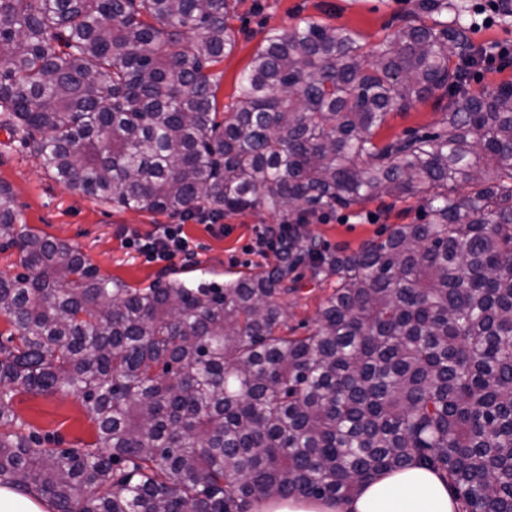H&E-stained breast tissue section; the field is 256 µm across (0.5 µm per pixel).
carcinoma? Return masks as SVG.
Wrapping results in <instances>:
<instances>
[{
  "label": "carcinoma",
  "instance_id": "obj_1",
  "mask_svg": "<svg viewBox=\"0 0 512 512\" xmlns=\"http://www.w3.org/2000/svg\"><path fill=\"white\" fill-rule=\"evenodd\" d=\"M231 0H0V128L58 182L190 218L288 209V256L224 282L130 288L22 225L0 184V484L56 512L340 506L419 463L457 512H512V81L472 94L481 59L459 0L417 13L371 57L314 19L266 31L218 120ZM437 128L376 140L436 92ZM466 192L461 193L458 187ZM388 196L421 202L358 249L308 224ZM331 281L288 335L297 270ZM81 398L93 442L56 448L8 402ZM263 512H335L332 505L324 501L306 498H286L266 501Z\"/></svg>",
  "mask_w": 512,
  "mask_h": 512
}]
</instances>
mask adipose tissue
Segmentation results:
<instances>
[{"label":"adipose tissue","mask_w":512,"mask_h":512,"mask_svg":"<svg viewBox=\"0 0 512 512\" xmlns=\"http://www.w3.org/2000/svg\"><path fill=\"white\" fill-rule=\"evenodd\" d=\"M443 479L431 469L411 465L382 473L363 484L339 512H455Z\"/></svg>","instance_id":"1"}]
</instances>
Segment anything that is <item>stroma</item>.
I'll return each instance as SVG.
<instances>
[{
  "instance_id": "35a3bbf8",
  "label": "stroma",
  "mask_w": 512,
  "mask_h": 512,
  "mask_svg": "<svg viewBox=\"0 0 512 512\" xmlns=\"http://www.w3.org/2000/svg\"><path fill=\"white\" fill-rule=\"evenodd\" d=\"M232 25L236 46L216 67L220 73L219 105L234 100L241 72L250 63L264 33L289 31L302 19L314 18L356 32L367 49L391 40L406 18L416 11L418 0H235ZM443 100L432 97L404 112H391L379 136L388 139L409 129L433 127L442 116ZM0 183L8 185L15 199L18 220L49 238L79 249L101 276L132 288L172 280H206L218 283L241 275L267 271L266 257L249 253L255 229L279 224L283 215L265 210L245 211L223 217L225 232L213 235L208 213L186 220L184 230L198 246L197 263L174 260L169 267L146 262L126 246L123 231L152 234L157 225L173 223V216L151 214L105 204L57 182L41 161L0 129ZM421 209L415 200L397 202L386 197L375 202L328 214L312 224L311 233L329 247L357 249L363 242L386 236L397 224L417 221ZM296 297L288 306V332H311L320 302L332 291L331 283L302 277ZM15 415L40 435L62 439L64 447L79 448L92 442L95 425L81 400L69 394L17 393L11 401Z\"/></svg>"
}]
</instances>
